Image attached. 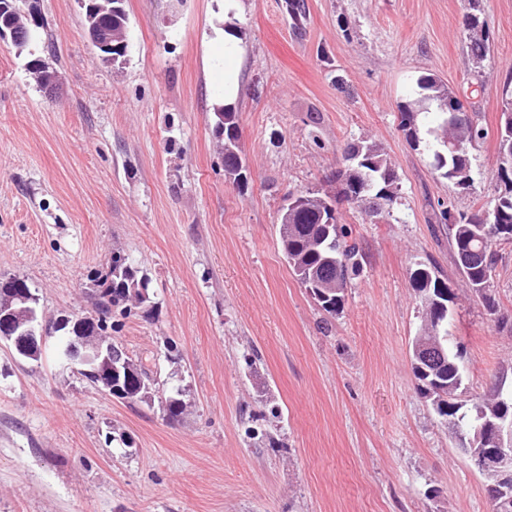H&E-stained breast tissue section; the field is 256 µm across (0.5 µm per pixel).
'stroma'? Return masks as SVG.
<instances>
[{"instance_id":"35a3bbf8","label":"stroma","mask_w":512,"mask_h":512,"mask_svg":"<svg viewBox=\"0 0 512 512\" xmlns=\"http://www.w3.org/2000/svg\"><path fill=\"white\" fill-rule=\"evenodd\" d=\"M239 0L237 119L248 183L224 178L215 133L223 0H125L128 48L102 62L81 0H38L24 46L0 40V274L28 279L49 321L93 313V271L127 255L149 300L115 338L157 373L128 403L0 342V512H493L486 478L416 389L425 324L410 276L436 266L453 301L442 333L465 403L512 388V244L497 249L493 321L448 249L438 202L494 195L512 0ZM478 8L483 62L463 21ZM59 73L48 94L31 61ZM436 75L488 131L459 192L400 131ZM384 148L390 216L340 205L361 270L328 316L279 244L284 197L335 191L346 144ZM188 408L166 422L165 398Z\"/></svg>"}]
</instances>
